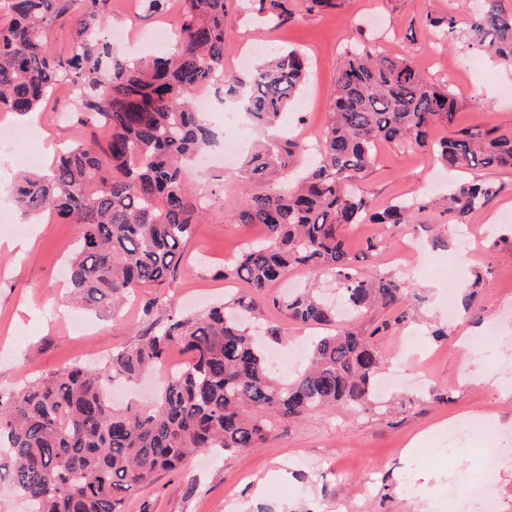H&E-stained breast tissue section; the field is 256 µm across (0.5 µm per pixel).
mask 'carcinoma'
Wrapping results in <instances>:
<instances>
[{
	"instance_id": "obj_1",
	"label": "carcinoma",
	"mask_w": 512,
	"mask_h": 512,
	"mask_svg": "<svg viewBox=\"0 0 512 512\" xmlns=\"http://www.w3.org/2000/svg\"><path fill=\"white\" fill-rule=\"evenodd\" d=\"M110 0H0V112L41 111L55 91L79 86L74 119L89 137L61 151L45 171L23 174L13 187L21 212H49L80 227L66 265L72 299L111 315L147 285L173 281L182 247L202 221L206 204L185 185L182 164L214 141L196 111L195 95L212 87L224 61L229 0H181L182 22L167 56L131 58L102 35ZM160 16L170 0H140ZM250 9L275 26L295 17L293 0H251ZM70 24L66 53L46 38L50 23ZM425 24L451 38V16ZM470 45L512 65V12L501 0H481L468 27ZM309 65L297 49L267 56L242 78L224 77L227 97L238 99L257 129L279 124L307 85ZM336 96L314 144L295 138L266 142L242 162L241 174L262 184L229 207L235 224L265 231L246 244L224 278L251 288L204 313L154 319L159 294L143 307L146 324L131 345L112 352L102 367L75 366L0 392V480L8 481L34 512H125L130 495L159 472L175 473L200 450L218 453L259 448L274 423L316 409L344 407L368 418L384 414L375 387L382 357L378 341L408 317L413 293L388 273L367 272L349 256L345 224H412L436 209L448 224H465L498 194L484 178L458 181L438 198L398 200L378 211L365 185L380 142L411 144L458 171L512 167V133L495 127L461 129L433 139L458 108L448 86L427 81L413 62L357 43L336 68ZM294 268L333 277L348 307L336 312L311 291L287 298L267 288ZM474 281L463 289L465 314L477 317ZM267 304L294 322L333 327L310 346L293 379H279L244 320ZM372 308L396 316L357 329L351 320ZM188 353L162 375L149 404L116 408L101 394L117 377L135 381L160 369L168 352Z\"/></svg>"
}]
</instances>
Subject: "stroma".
<instances>
[{"instance_id": "1", "label": "stroma", "mask_w": 512, "mask_h": 512, "mask_svg": "<svg viewBox=\"0 0 512 512\" xmlns=\"http://www.w3.org/2000/svg\"><path fill=\"white\" fill-rule=\"evenodd\" d=\"M247 0H232L225 18L224 70L238 71V57L248 48L276 46L303 51L312 63L311 77L299 102L288 113L290 131L315 142L325 126L343 50L364 42L392 57L414 62L430 81L448 86L459 108L452 123L436 126L444 139L456 131L498 127L512 132V68L479 56L465 35L449 41L424 24L427 14H453L465 19L471 0H336L335 8L297 15L271 28L247 10ZM178 8L161 17L139 13L135 0H112L107 30L139 37L164 27L176 33ZM77 105L54 95L51 107L37 115L38 134L15 147L0 165V197L9 198L14 179L28 169L25 155L40 158V169L53 162L58 147L81 134L73 121L59 122ZM239 161L225 159L213 168H186L185 179L208 204L184 248L178 278L163 285L168 301L157 317L202 311L228 293H248L246 284L225 279L247 241L264 235L258 225L233 223L225 210L248 192L237 175ZM468 170L442 173L440 165L410 145L378 143L367 177L377 207L391 201L428 196L456 181L471 178ZM499 193L467 227L442 223L437 212L417 216L420 225L439 226L447 247L431 248L413 241L408 229H381L374 224L345 228L348 252L374 271H393L395 252L414 243L412 269L403 278L418 298L410 319L381 339L387 369L403 373L406 383L387 394L390 416L365 418L352 411L319 410L277 427L262 447L189 457L175 474L162 473L136 490L126 512H455L456 497L469 493L462 475H478L481 451L493 449L499 467L491 479L497 512H512V232L493 231L491 221L512 210V168L488 171ZM16 207L0 211V389L10 390L77 364L97 365L116 349L130 345L142 321V306L156 290L149 286L109 317L73 309L75 320L87 319L86 332L59 320L54 310L67 294L64 265L74 249L78 228L43 217L25 235H6L7 222L21 221ZM385 234L391 250L367 251V240ZM453 266L463 284L475 268H488L481 288L482 320L460 316L449 320L441 305L448 288L439 268ZM444 327L447 337L434 338ZM449 401H439L441 393ZM473 419V441L467 448H441L436 453H407L405 444L420 440L424 429L455 419Z\"/></svg>"}]
</instances>
